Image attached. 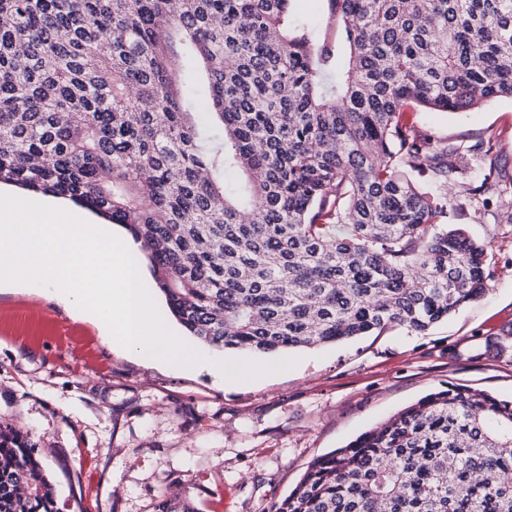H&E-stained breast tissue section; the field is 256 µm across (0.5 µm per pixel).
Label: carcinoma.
I'll list each match as a JSON object with an SVG mask.
<instances>
[{"instance_id":"obj_1","label":"carcinoma","mask_w":512,"mask_h":512,"mask_svg":"<svg viewBox=\"0 0 512 512\" xmlns=\"http://www.w3.org/2000/svg\"><path fill=\"white\" fill-rule=\"evenodd\" d=\"M290 4L0 0V184L125 225L218 349L421 333L486 291L448 188L458 210L501 190L405 112L512 99V0H328L341 41ZM33 449L0 425V512H54ZM271 512H512V401L431 393Z\"/></svg>"}]
</instances>
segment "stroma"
<instances>
[{
    "instance_id": "obj_1",
    "label": "stroma",
    "mask_w": 512,
    "mask_h": 512,
    "mask_svg": "<svg viewBox=\"0 0 512 512\" xmlns=\"http://www.w3.org/2000/svg\"><path fill=\"white\" fill-rule=\"evenodd\" d=\"M412 118L449 144L496 137L512 182V99ZM488 243L486 293L416 333L287 350L293 368L220 382L112 350L92 325L47 351L0 337V423L28 434L55 512H269L315 458L454 385L512 400V208L451 218Z\"/></svg>"
}]
</instances>
